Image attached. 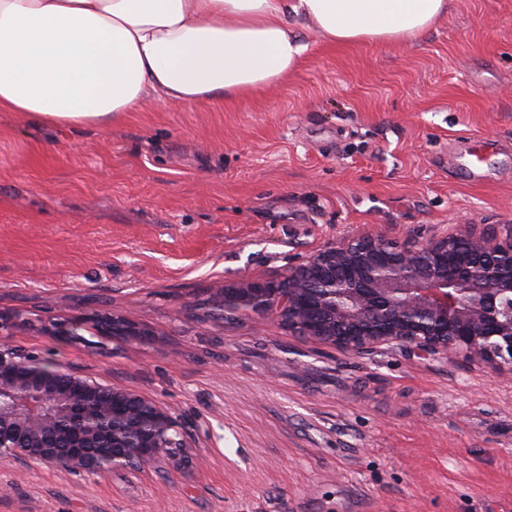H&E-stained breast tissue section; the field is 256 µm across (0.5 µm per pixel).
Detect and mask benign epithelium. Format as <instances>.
<instances>
[{
    "label": "benign epithelium",
    "mask_w": 512,
    "mask_h": 512,
    "mask_svg": "<svg viewBox=\"0 0 512 512\" xmlns=\"http://www.w3.org/2000/svg\"><path fill=\"white\" fill-rule=\"evenodd\" d=\"M215 323L244 310L298 336L353 354L460 353L512 372V226L404 242L365 234L326 246L279 279L253 277L218 289ZM97 329L142 341L154 332L100 312ZM0 458L97 474L146 467L186 447L173 413L128 390L60 369L38 354L0 348Z\"/></svg>",
    "instance_id": "benign-epithelium-1"
}]
</instances>
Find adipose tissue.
Instances as JSON below:
<instances>
[{
  "label": "adipose tissue",
  "mask_w": 512,
  "mask_h": 512,
  "mask_svg": "<svg viewBox=\"0 0 512 512\" xmlns=\"http://www.w3.org/2000/svg\"><path fill=\"white\" fill-rule=\"evenodd\" d=\"M451 0H0V112L80 128L145 99L209 103L282 83L309 45L419 42Z\"/></svg>",
  "instance_id": "adipose-tissue-1"
}]
</instances>
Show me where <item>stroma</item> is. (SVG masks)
<instances>
[{
	"mask_svg": "<svg viewBox=\"0 0 512 512\" xmlns=\"http://www.w3.org/2000/svg\"><path fill=\"white\" fill-rule=\"evenodd\" d=\"M309 45L287 80L201 106L148 101L82 129L0 112V343L156 401L185 463L80 476L0 459V512H512V377L460 355H357L238 311L362 233L512 225V0H453L416 45ZM496 140L486 181L453 148ZM153 329L103 336L99 308ZM85 315L77 337L48 319Z\"/></svg>",
	"mask_w": 512,
	"mask_h": 512,
	"instance_id": "35a3bbf8",
	"label": "stroma"
}]
</instances>
